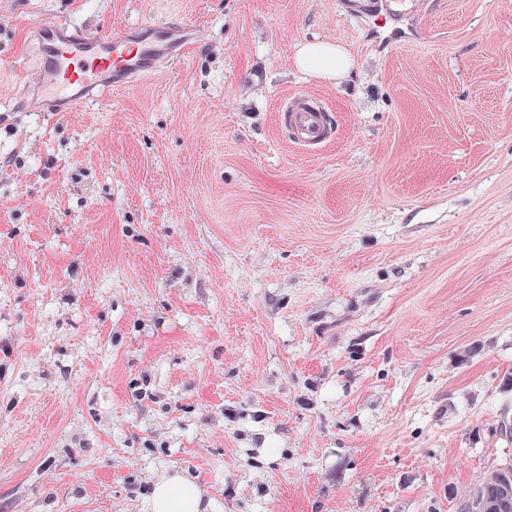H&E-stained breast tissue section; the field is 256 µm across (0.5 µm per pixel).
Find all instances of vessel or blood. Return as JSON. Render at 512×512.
Masks as SVG:
<instances>
[{
  "instance_id": "b4317fda",
  "label": "vessel or blood",
  "mask_w": 512,
  "mask_h": 512,
  "mask_svg": "<svg viewBox=\"0 0 512 512\" xmlns=\"http://www.w3.org/2000/svg\"><path fill=\"white\" fill-rule=\"evenodd\" d=\"M199 37L198 29L181 21L143 22L112 36L48 18L36 32L38 60L29 93L70 109L178 60ZM278 123L304 150L321 149L334 135L330 114L300 95L281 103Z\"/></svg>"
}]
</instances>
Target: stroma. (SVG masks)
<instances>
[{
	"label": "stroma",
	"instance_id": "stroma-1",
	"mask_svg": "<svg viewBox=\"0 0 512 512\" xmlns=\"http://www.w3.org/2000/svg\"><path fill=\"white\" fill-rule=\"evenodd\" d=\"M48 17L204 33L32 112ZM511 373L512 0H0V512H144L174 469L210 512H461ZM295 66L323 80H338L349 75L353 61L351 54L338 43L305 42L297 46ZM278 123L291 135V142L303 150H318L334 135L328 112L302 95L285 99L278 110Z\"/></svg>",
	"mask_w": 512,
	"mask_h": 512
}]
</instances>
